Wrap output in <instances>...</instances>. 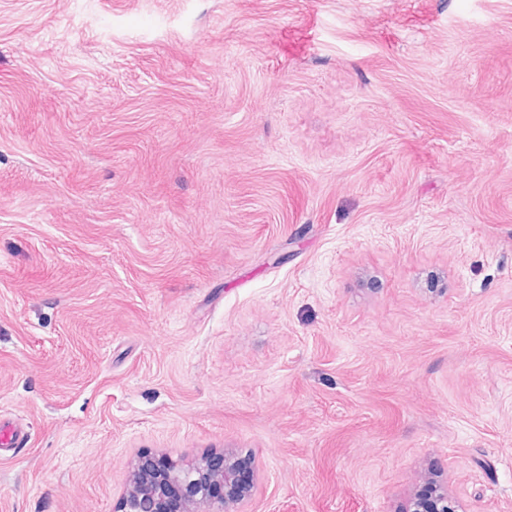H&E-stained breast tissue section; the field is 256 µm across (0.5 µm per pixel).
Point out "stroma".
<instances>
[{"instance_id":"obj_1","label":"stroma","mask_w":512,"mask_h":512,"mask_svg":"<svg viewBox=\"0 0 512 512\" xmlns=\"http://www.w3.org/2000/svg\"><path fill=\"white\" fill-rule=\"evenodd\" d=\"M0 418V512H512V0H0ZM256 466L248 458L224 453L186 466L171 461L155 469L139 458L119 507L120 512H162L165 490L177 485L186 491L182 512H237V506L251 496ZM458 501L448 495V490L435 487L431 496L427 500L419 497H413L408 505L406 512H460Z\"/></svg>"}]
</instances>
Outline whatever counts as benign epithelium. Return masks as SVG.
<instances>
[{
	"label": "benign epithelium",
	"mask_w": 512,
	"mask_h": 512,
	"mask_svg": "<svg viewBox=\"0 0 512 512\" xmlns=\"http://www.w3.org/2000/svg\"><path fill=\"white\" fill-rule=\"evenodd\" d=\"M255 477L254 462L229 453L157 469L142 457L134 464L120 512H163L169 485L186 491L182 512H237V506L251 496ZM406 512H460V507L448 490L437 487L426 500L411 499Z\"/></svg>",
	"instance_id": "benign-epithelium-1"
}]
</instances>
